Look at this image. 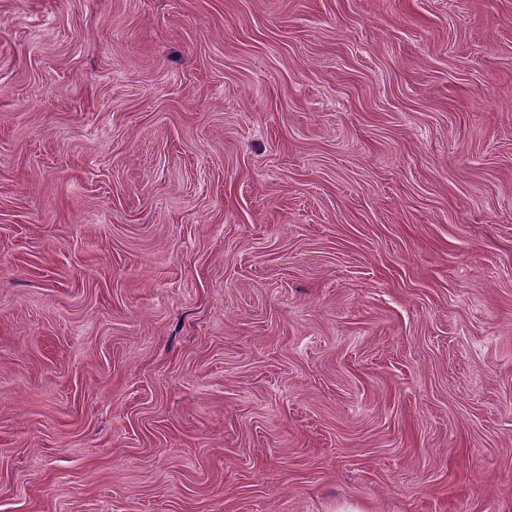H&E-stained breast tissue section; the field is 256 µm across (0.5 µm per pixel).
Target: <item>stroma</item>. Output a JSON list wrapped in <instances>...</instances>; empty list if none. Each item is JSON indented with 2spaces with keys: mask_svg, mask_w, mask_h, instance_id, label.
Listing matches in <instances>:
<instances>
[{
  "mask_svg": "<svg viewBox=\"0 0 512 512\" xmlns=\"http://www.w3.org/2000/svg\"><path fill=\"white\" fill-rule=\"evenodd\" d=\"M0 512H512V0H0Z\"/></svg>",
  "mask_w": 512,
  "mask_h": 512,
  "instance_id": "1",
  "label": "stroma"
}]
</instances>
